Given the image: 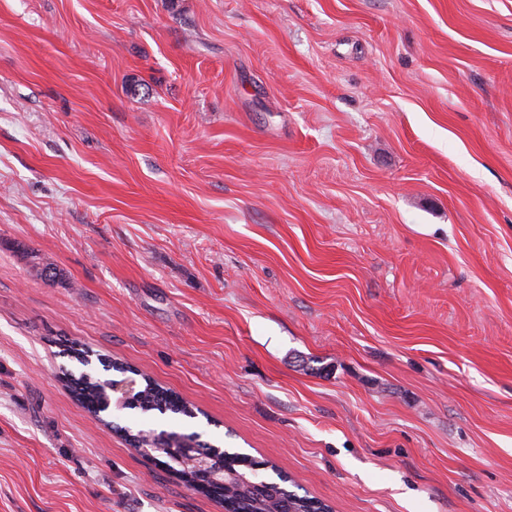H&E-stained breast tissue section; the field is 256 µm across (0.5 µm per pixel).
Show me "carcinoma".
<instances>
[{
	"label": "carcinoma",
	"mask_w": 512,
	"mask_h": 512,
	"mask_svg": "<svg viewBox=\"0 0 512 512\" xmlns=\"http://www.w3.org/2000/svg\"><path fill=\"white\" fill-rule=\"evenodd\" d=\"M108 368L120 374L121 380L135 382L131 396L123 408L142 414L157 411L171 412L187 417L192 410L178 396L169 392L138 371L114 362ZM78 400L89 412L98 417L112 407V380H100L87 373L70 375ZM131 445L151 456L178 475L186 484L194 482L206 487L204 494L224 502V512H331L321 501L306 494L300 495L282 486L286 478L263 479L259 468L266 463L248 454L229 452L202 444L196 433H178L162 430L158 433L138 431L128 434ZM175 448H192L194 454H202L208 467L197 470L181 461Z\"/></svg>",
	"instance_id": "cac0c4a2"
}]
</instances>
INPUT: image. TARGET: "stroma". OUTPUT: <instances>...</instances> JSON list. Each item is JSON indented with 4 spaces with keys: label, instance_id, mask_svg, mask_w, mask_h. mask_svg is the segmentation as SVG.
Here are the masks:
<instances>
[{
    "label": "stroma",
    "instance_id": "stroma-1",
    "mask_svg": "<svg viewBox=\"0 0 512 512\" xmlns=\"http://www.w3.org/2000/svg\"><path fill=\"white\" fill-rule=\"evenodd\" d=\"M67 341L334 512H512V0H0V512H223ZM103 367L110 368L119 373L120 379L100 380L87 373H80L78 377L73 373H67L74 386L78 400L94 416L99 417L101 413L108 411L112 407V396L115 401V408L119 410L123 403V410H136L142 414H148L158 411L160 414L171 412L181 414L187 417H194L192 410L178 396L169 392L149 377L139 373L123 364L113 362ZM130 380L136 383L134 390L133 382L114 383L116 381ZM131 396L125 401L126 397ZM125 401V402H124Z\"/></svg>",
    "mask_w": 512,
    "mask_h": 512
}]
</instances>
